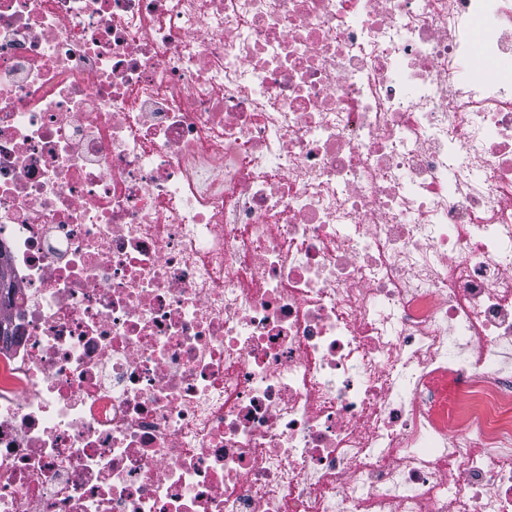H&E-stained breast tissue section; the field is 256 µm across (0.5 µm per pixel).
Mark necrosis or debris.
I'll return each mask as SVG.
<instances>
[{"label": "necrosis or debris", "mask_w": 512, "mask_h": 512, "mask_svg": "<svg viewBox=\"0 0 512 512\" xmlns=\"http://www.w3.org/2000/svg\"><path fill=\"white\" fill-rule=\"evenodd\" d=\"M0 244V512H512V0H0Z\"/></svg>", "instance_id": "obj_1"}]
</instances>
